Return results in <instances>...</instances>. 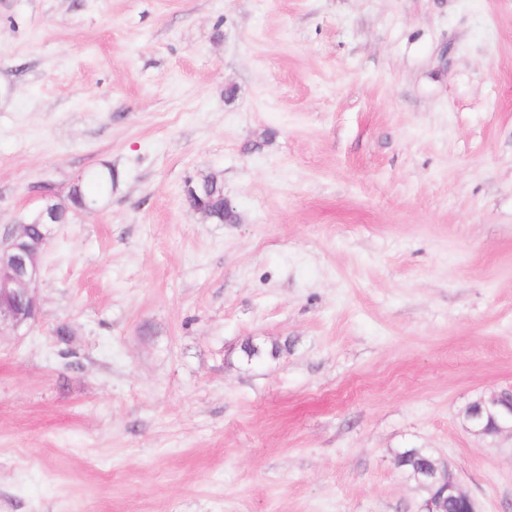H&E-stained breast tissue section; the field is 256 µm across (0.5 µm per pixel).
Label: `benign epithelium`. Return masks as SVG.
<instances>
[{"instance_id": "benign-epithelium-1", "label": "benign epithelium", "mask_w": 512, "mask_h": 512, "mask_svg": "<svg viewBox=\"0 0 512 512\" xmlns=\"http://www.w3.org/2000/svg\"><path fill=\"white\" fill-rule=\"evenodd\" d=\"M24 226L0 247V327L12 331L35 319L37 302L34 288L41 277V268L24 241ZM468 430L475 436L512 431V390H504L490 398L468 404L465 412ZM428 477L465 505L464 512H477L474 500L452 480L448 468L434 467Z\"/></svg>"}]
</instances>
